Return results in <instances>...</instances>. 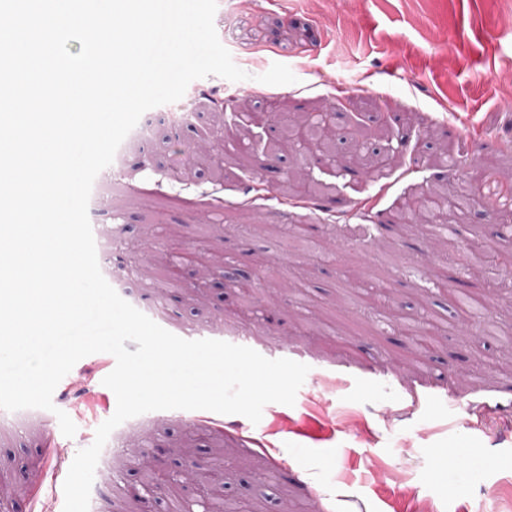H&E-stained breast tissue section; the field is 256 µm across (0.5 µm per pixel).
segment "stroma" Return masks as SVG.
Masks as SVG:
<instances>
[{"label":"stroma","instance_id":"obj_1","mask_svg":"<svg viewBox=\"0 0 512 512\" xmlns=\"http://www.w3.org/2000/svg\"><path fill=\"white\" fill-rule=\"evenodd\" d=\"M214 25L221 37L240 30L246 48L232 58L248 78L194 80L183 101L197 125L150 109L153 134L97 175L88 214L107 244L101 272L135 308L162 304L161 325L175 335L188 323L215 340L243 337L268 358L285 354L351 384L336 393L305 381L294 405H266L253 426L241 415L218 426L197 410L139 415L128 435L145 458L118 448L111 472L95 474L90 512H141L147 472L158 506L199 498L204 482L183 476L184 458L209 459L219 446L224 492L247 512H276L283 497L290 512H417L423 499L435 512H512V349L456 323L440 286L416 292L437 263L455 289L486 295L512 323V239L496 238L507 215L441 212L458 231L455 250L441 253L395 225L410 194L456 190L454 173L432 161L441 152L512 172L501 153L512 141V0H218ZM275 63L296 83L259 82ZM321 106L335 113L341 167L313 148L265 151L281 141L283 115ZM358 140L394 157L392 167L367 168ZM479 240L499 243V271L487 280L465 272ZM276 257V280L303 272L299 288L269 296L222 282L224 267L258 274ZM384 284L389 307L447 328L434 353L416 359L401 325L356 304ZM377 365L390 383L375 378ZM108 373L86 356L56 387L54 411L15 412L0 434V482L15 493L0 498V512H32L39 485L63 512L77 451L116 409ZM448 391L460 402L452 411L435 401ZM416 394L425 403L414 411ZM482 401L505 408L484 430L465 429L468 404ZM59 409L74 437L61 434ZM456 440L475 458L467 472L440 473L436 451ZM282 455L290 466H276Z\"/></svg>","mask_w":512,"mask_h":512}]
</instances>
